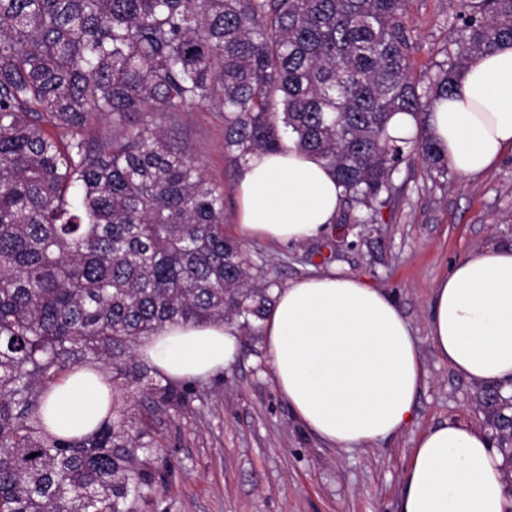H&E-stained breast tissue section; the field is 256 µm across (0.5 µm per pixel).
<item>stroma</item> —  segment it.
I'll return each instance as SVG.
<instances>
[{
	"mask_svg": "<svg viewBox=\"0 0 512 512\" xmlns=\"http://www.w3.org/2000/svg\"><path fill=\"white\" fill-rule=\"evenodd\" d=\"M408 23L417 39L413 76L424 81L444 58L454 14L445 0H411ZM158 125L223 189L224 231L239 238L241 167L224 150L222 114L196 109ZM394 185L377 222L350 232L334 264L381 288L419 341L427 378L413 424L368 448L319 439L277 390L263 336H243L223 371L191 380L189 407L156 416L155 459L167 471L144 512H397L414 438L448 420L488 431L478 386L439 355L427 318L434 288L452 265L488 245L512 244V155L479 177L449 171L444 183L422 163L403 164ZM243 246L282 288L323 270L302 260L299 245L253 239Z\"/></svg>",
	"mask_w": 512,
	"mask_h": 512,
	"instance_id": "1",
	"label": "stroma"
}]
</instances>
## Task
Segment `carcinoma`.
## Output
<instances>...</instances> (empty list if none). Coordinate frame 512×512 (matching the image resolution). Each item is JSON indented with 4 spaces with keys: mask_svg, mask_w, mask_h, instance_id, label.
I'll return each mask as SVG.
<instances>
[{
    "mask_svg": "<svg viewBox=\"0 0 512 512\" xmlns=\"http://www.w3.org/2000/svg\"><path fill=\"white\" fill-rule=\"evenodd\" d=\"M408 3L0 0V512H142L152 418L188 389L138 348L171 323L250 336L272 305L264 267L224 233V191L151 117L224 113L242 165L292 135L336 174L340 224L376 223L404 163L448 173L427 117L472 57L512 42V0H448L459 24L424 85ZM396 112L413 137H388ZM102 115L112 137L93 146ZM77 369L100 373L109 401L92 433L64 438L41 407ZM480 401L512 465V396Z\"/></svg>",
    "mask_w": 512,
    "mask_h": 512,
    "instance_id": "carcinoma-1",
    "label": "carcinoma"
}]
</instances>
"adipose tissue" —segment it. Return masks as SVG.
Returning <instances> with one entry per match:
<instances>
[{"label":"adipose tissue","instance_id":"obj_1","mask_svg":"<svg viewBox=\"0 0 512 512\" xmlns=\"http://www.w3.org/2000/svg\"><path fill=\"white\" fill-rule=\"evenodd\" d=\"M430 133L465 177L512 154V43L471 59L452 95L435 103ZM237 194L240 234L289 244L325 234L343 189L325 161L289 139L249 159ZM275 296L262 331L276 386L305 428L339 447L364 448L412 424L426 372L411 327L387 294L331 270ZM428 337L467 380L512 382V246L475 253L438 282ZM237 347L234 326L170 324L139 353L165 376L189 380L223 370ZM104 392L96 374H69L43 407L47 425L64 437L91 433ZM501 465L480 429L430 428L412 441L398 512H512Z\"/></svg>","mask_w":512,"mask_h":512}]
</instances>
